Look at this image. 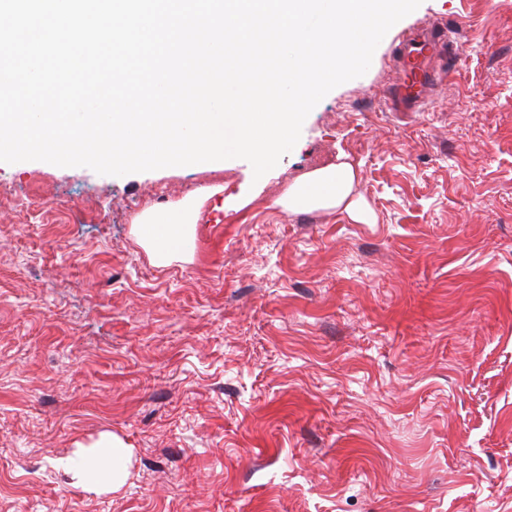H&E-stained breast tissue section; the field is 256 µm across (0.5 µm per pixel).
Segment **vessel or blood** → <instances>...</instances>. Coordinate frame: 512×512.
Returning a JSON list of instances; mask_svg holds the SVG:
<instances>
[{
    "mask_svg": "<svg viewBox=\"0 0 512 512\" xmlns=\"http://www.w3.org/2000/svg\"><path fill=\"white\" fill-rule=\"evenodd\" d=\"M449 53L446 29L426 34L400 33L392 47L395 60L393 97L402 103L419 102L427 89L446 80L448 67L437 69L433 62L435 58L447 57Z\"/></svg>",
    "mask_w": 512,
    "mask_h": 512,
    "instance_id": "obj_1",
    "label": "vessel or blood"
}]
</instances>
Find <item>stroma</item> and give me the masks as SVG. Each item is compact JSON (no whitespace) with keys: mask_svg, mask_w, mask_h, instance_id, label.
I'll return each instance as SVG.
<instances>
[{"mask_svg":"<svg viewBox=\"0 0 512 512\" xmlns=\"http://www.w3.org/2000/svg\"><path fill=\"white\" fill-rule=\"evenodd\" d=\"M454 70L387 107L394 38ZM277 166L0 162V512H512V0H422ZM352 162L371 223L288 212ZM190 260L133 227L200 188ZM129 450L114 491L64 463ZM108 449H111V453L107 456ZM99 455L104 460L96 472L92 476H88L87 460ZM128 456L127 446L121 439L112 434H104L93 446L84 448L77 457L68 460L65 465L85 489L113 491L123 485L127 479Z\"/></svg>","mask_w":512,"mask_h":512,"instance_id":"1","label":"stroma"}]
</instances>
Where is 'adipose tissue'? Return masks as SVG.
I'll use <instances>...</instances> for the list:
<instances>
[{
  "label": "adipose tissue",
  "instance_id": "1",
  "mask_svg": "<svg viewBox=\"0 0 512 512\" xmlns=\"http://www.w3.org/2000/svg\"><path fill=\"white\" fill-rule=\"evenodd\" d=\"M356 180L354 167L347 162L330 164L311 171L291 184L278 204L292 212L345 209L357 220H367L362 205L352 200ZM196 206L186 203L172 210L143 214L135 231L142 243L162 263L172 257L189 255L195 233ZM129 452L118 437L105 434L66 466L78 483L92 491L115 490L127 479Z\"/></svg>",
  "mask_w": 512,
  "mask_h": 512
}]
</instances>
